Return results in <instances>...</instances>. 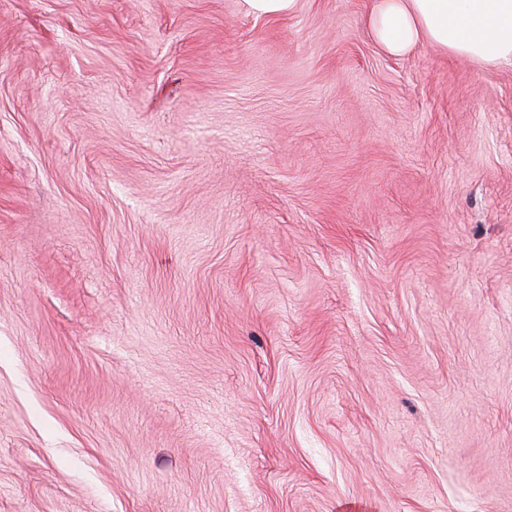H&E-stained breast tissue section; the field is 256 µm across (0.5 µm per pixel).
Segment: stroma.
<instances>
[{"label":"stroma","mask_w":512,"mask_h":512,"mask_svg":"<svg viewBox=\"0 0 512 512\" xmlns=\"http://www.w3.org/2000/svg\"><path fill=\"white\" fill-rule=\"evenodd\" d=\"M371 0H0V512H512V67ZM257 16H276L293 11L298 0H245Z\"/></svg>","instance_id":"obj_1"}]
</instances>
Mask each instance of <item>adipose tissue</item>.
Here are the masks:
<instances>
[{"label": "adipose tissue", "mask_w": 512, "mask_h": 512, "mask_svg": "<svg viewBox=\"0 0 512 512\" xmlns=\"http://www.w3.org/2000/svg\"><path fill=\"white\" fill-rule=\"evenodd\" d=\"M367 25L396 56L427 44L486 64L512 65V0H374Z\"/></svg>", "instance_id": "adipose-tissue-1"}]
</instances>
